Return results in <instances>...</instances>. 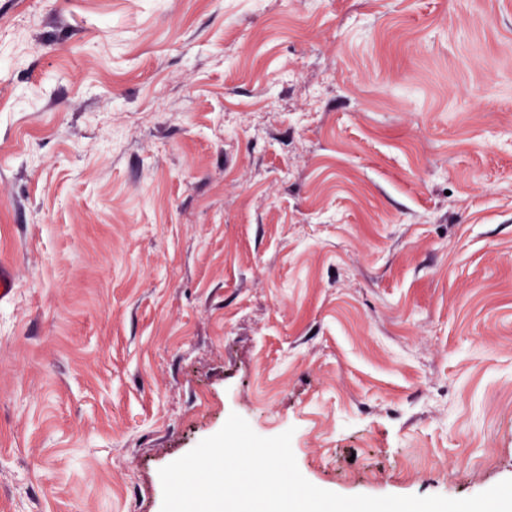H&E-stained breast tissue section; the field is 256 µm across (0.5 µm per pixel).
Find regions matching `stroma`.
<instances>
[{
	"instance_id": "35a3bbf8",
	"label": "stroma",
	"mask_w": 512,
	"mask_h": 512,
	"mask_svg": "<svg viewBox=\"0 0 512 512\" xmlns=\"http://www.w3.org/2000/svg\"><path fill=\"white\" fill-rule=\"evenodd\" d=\"M0 256V512L512 479V0H0Z\"/></svg>"
}]
</instances>
